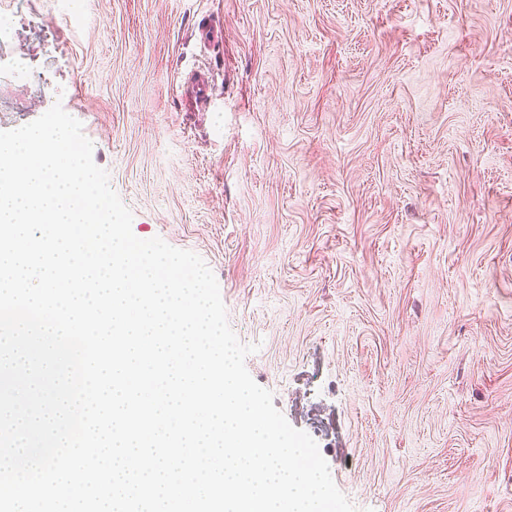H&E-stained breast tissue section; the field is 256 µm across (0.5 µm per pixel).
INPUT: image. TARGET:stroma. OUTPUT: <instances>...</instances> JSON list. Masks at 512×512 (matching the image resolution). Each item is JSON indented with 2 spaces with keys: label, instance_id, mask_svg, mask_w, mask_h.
Segmentation results:
<instances>
[{
  "label": "stroma",
  "instance_id": "stroma-1",
  "mask_svg": "<svg viewBox=\"0 0 512 512\" xmlns=\"http://www.w3.org/2000/svg\"><path fill=\"white\" fill-rule=\"evenodd\" d=\"M0 16V131L81 122L134 235L203 259L356 512H512V0ZM191 85V103L196 107L200 108L205 106L210 98L212 92L211 82L205 74H196L190 77Z\"/></svg>",
  "mask_w": 512,
  "mask_h": 512
}]
</instances>
